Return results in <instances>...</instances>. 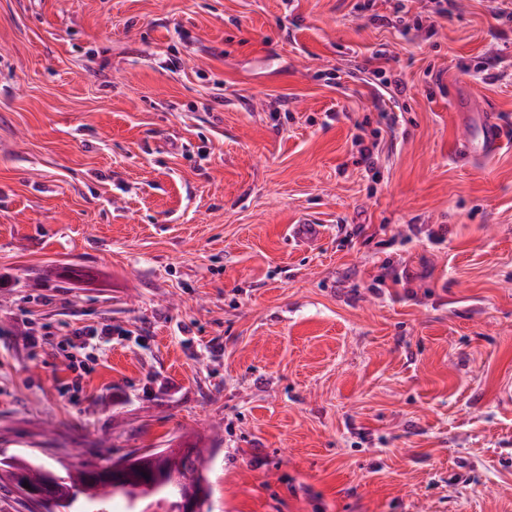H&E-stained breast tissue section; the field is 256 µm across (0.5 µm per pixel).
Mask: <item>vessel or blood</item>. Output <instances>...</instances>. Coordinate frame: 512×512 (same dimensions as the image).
Instances as JSON below:
<instances>
[{
  "instance_id": "obj_1",
  "label": "vessel or blood",
  "mask_w": 512,
  "mask_h": 512,
  "mask_svg": "<svg viewBox=\"0 0 512 512\" xmlns=\"http://www.w3.org/2000/svg\"><path fill=\"white\" fill-rule=\"evenodd\" d=\"M454 111L459 112L464 125L460 141L463 154L480 159H488L499 153L512 139V130L495 112L477 106L470 99H454Z\"/></svg>"
}]
</instances>
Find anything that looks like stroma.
Segmentation results:
<instances>
[{
  "label": "stroma",
  "instance_id": "35a3bbf8",
  "mask_svg": "<svg viewBox=\"0 0 512 512\" xmlns=\"http://www.w3.org/2000/svg\"><path fill=\"white\" fill-rule=\"evenodd\" d=\"M393 4L0 0V457L191 439L211 512H512V147L451 108L512 123V22ZM452 108L460 112L464 124L460 141L463 154L486 160L499 153L508 143L509 127L497 113L477 106L473 99L455 98Z\"/></svg>",
  "mask_w": 512,
  "mask_h": 512
}]
</instances>
